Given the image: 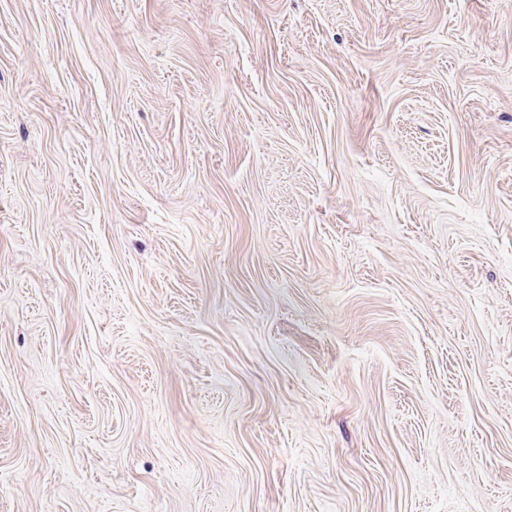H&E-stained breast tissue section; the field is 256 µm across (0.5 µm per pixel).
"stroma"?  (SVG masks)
I'll list each match as a JSON object with an SVG mask.
<instances>
[{"label":"stroma","mask_w":512,"mask_h":512,"mask_svg":"<svg viewBox=\"0 0 512 512\" xmlns=\"http://www.w3.org/2000/svg\"><path fill=\"white\" fill-rule=\"evenodd\" d=\"M0 512H512V0H0Z\"/></svg>","instance_id":"stroma-1"}]
</instances>
